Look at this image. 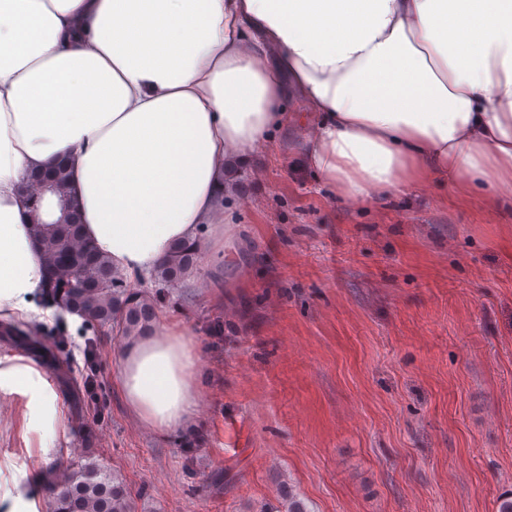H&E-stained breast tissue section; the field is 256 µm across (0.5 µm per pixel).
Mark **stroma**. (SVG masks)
<instances>
[{
  "label": "stroma",
  "instance_id": "35a3bbf8",
  "mask_svg": "<svg viewBox=\"0 0 512 512\" xmlns=\"http://www.w3.org/2000/svg\"><path fill=\"white\" fill-rule=\"evenodd\" d=\"M294 130L250 159L227 200L224 256L141 288L189 332L201 401L183 429L141 426L119 390L130 339L80 348L47 326L72 448H95L132 512H498L512 496V202L438 181L356 204L304 161ZM0 435V512L22 419Z\"/></svg>",
  "mask_w": 512,
  "mask_h": 512
}]
</instances>
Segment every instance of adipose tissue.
<instances>
[{"label": "adipose tissue", "instance_id": "obj_1", "mask_svg": "<svg viewBox=\"0 0 512 512\" xmlns=\"http://www.w3.org/2000/svg\"><path fill=\"white\" fill-rule=\"evenodd\" d=\"M315 117L308 161L354 202L435 176L512 201V0H0V320L51 322L33 212L19 192L65 160L86 241L121 277L175 244L223 250L242 163ZM196 355L160 322L120 359L138 421L167 433L198 407ZM23 409L37 468L59 459L49 372L0 350V402Z\"/></svg>", "mask_w": 512, "mask_h": 512}]
</instances>
